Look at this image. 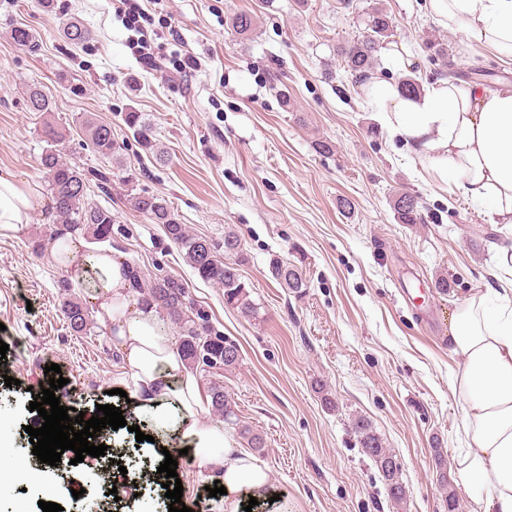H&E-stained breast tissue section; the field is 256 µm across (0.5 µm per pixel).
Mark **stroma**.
I'll return each instance as SVG.
<instances>
[{
	"mask_svg": "<svg viewBox=\"0 0 512 512\" xmlns=\"http://www.w3.org/2000/svg\"><path fill=\"white\" fill-rule=\"evenodd\" d=\"M176 35L157 28L162 62L140 64L128 47L129 32L115 13L117 0H0V169L43 183L39 158L43 120L65 129V158L79 169L111 171L112 194L90 202L111 208L112 251L137 267L142 279L167 274L186 281L196 308L214 330L235 342L236 369L204 374L220 381L235 415L209 421L239 432L248 426L265 446L254 452L276 492L296 512H445L452 488L457 512H475L458 472L467 450L462 415L451 388L461 359L448 343L459 304L496 288L497 244L512 240V227L493 223L480 207L436 184L384 129L354 83L340 53L366 35V14L382 5L392 22L391 40L411 51L410 75L420 83L447 78L443 59L455 62L458 82H473V69L494 81L512 80V62L481 47L462 51V31L440 28L425 0H168ZM254 16L245 36L230 19ZM78 20L87 41L63 34ZM32 30L37 50L18 45L15 28ZM439 42L440 51L429 50ZM197 57L187 76L170 73L175 54ZM39 86L51 102L49 117L27 111L24 97ZM143 113L166 148L157 164L133 139L128 112ZM111 124L125 142L123 169L84 143L83 118ZM330 140L332 154L316 152ZM163 196L190 233L223 242L235 229L245 261L242 279L257 306L248 316L224 303V290L201 280L161 225L123 203L128 190ZM419 197L422 224L400 223L396 194ZM349 200V209L339 206ZM50 221L35 213L27 231L0 240V436L14 457L32 452L25 428L40 394L45 365L55 363L67 383L62 404L92 417L98 406L126 407L117 396L127 365L113 339L99 328L72 332L63 319L57 282L63 271L48 254ZM298 267L306 287L296 295L275 281L271 258ZM448 280L447 291L435 286ZM16 378L15 386L5 384ZM369 421L398 464L407 497L387 496L377 466L353 430ZM115 447L132 449L120 467L85 456L70 468H47L42 482L0 487V512H42L39 501L64 512H168V498L140 480L163 454L121 429ZM447 461L440 487L436 453ZM182 500L209 512L205 473L180 461ZM119 496H111L113 486ZM80 496H73V489Z\"/></svg>",
	"mask_w": 512,
	"mask_h": 512,
	"instance_id": "1",
	"label": "stroma"
}]
</instances>
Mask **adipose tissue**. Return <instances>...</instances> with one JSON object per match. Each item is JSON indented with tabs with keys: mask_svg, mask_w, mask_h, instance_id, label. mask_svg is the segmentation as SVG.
Wrapping results in <instances>:
<instances>
[{
	"mask_svg": "<svg viewBox=\"0 0 512 512\" xmlns=\"http://www.w3.org/2000/svg\"><path fill=\"white\" fill-rule=\"evenodd\" d=\"M426 8L441 27L463 28L465 46L512 58V0H426ZM365 91L384 126L434 180L485 209L494 223L512 224V81L489 88L442 79L408 99L374 76ZM52 206L37 184L0 169V238L19 237L35 211ZM50 260L74 285L91 288L100 326L124 353L134 423L187 449L189 460L219 480L224 512H243L250 497L273 502V512H293L287 498L273 500L268 470L234 434L207 420L209 395L173 346L155 303L135 295L124 261L74 237L57 243ZM448 341L462 359L452 381L469 440L462 480L480 512H512V289L469 297Z\"/></svg>",
	"mask_w": 512,
	"mask_h": 512,
	"instance_id": "1",
	"label": "adipose tissue"
}]
</instances>
